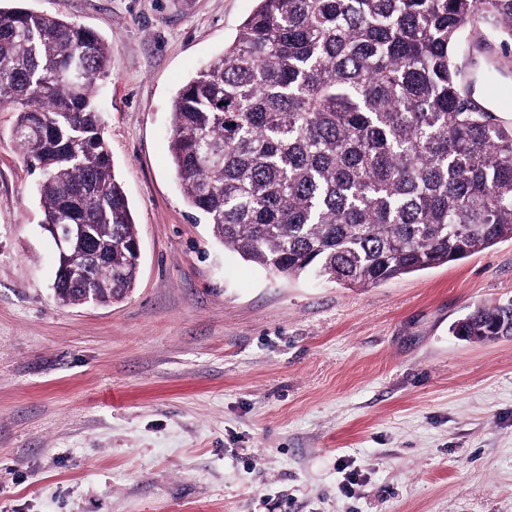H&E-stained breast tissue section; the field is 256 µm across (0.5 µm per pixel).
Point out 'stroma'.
Returning <instances> with one entry per match:
<instances>
[{
    "mask_svg": "<svg viewBox=\"0 0 512 512\" xmlns=\"http://www.w3.org/2000/svg\"><path fill=\"white\" fill-rule=\"evenodd\" d=\"M98 33L141 249L120 302L59 306L38 173L0 112V512H512V239L378 285L224 248L168 149L177 90L256 0H21ZM355 483H348V475ZM464 340L492 342L512 336V301L493 307H476L452 326Z\"/></svg>",
    "mask_w": 512,
    "mask_h": 512,
    "instance_id": "stroma-1",
    "label": "stroma"
}]
</instances>
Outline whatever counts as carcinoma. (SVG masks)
<instances>
[{"mask_svg": "<svg viewBox=\"0 0 512 512\" xmlns=\"http://www.w3.org/2000/svg\"><path fill=\"white\" fill-rule=\"evenodd\" d=\"M512 39V0H258L224 54L173 102L187 204L243 259L349 287L512 239V126L465 95L470 35ZM112 49L74 22L0 5V112L39 172L41 224L87 225L101 254L55 300L123 299L138 232L95 88ZM512 336V301L452 326Z\"/></svg>", "mask_w": 512, "mask_h": 512, "instance_id": "1", "label": "carcinoma"}]
</instances>
